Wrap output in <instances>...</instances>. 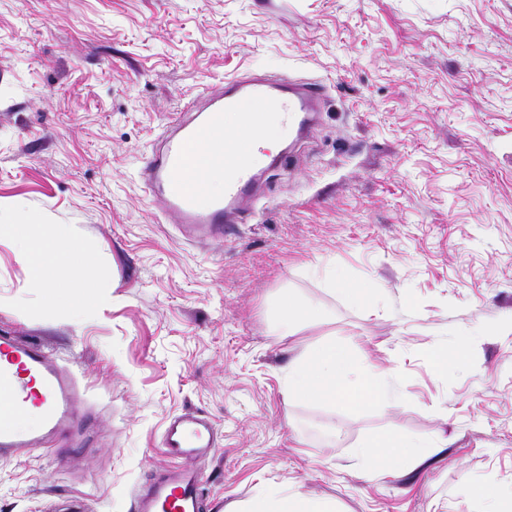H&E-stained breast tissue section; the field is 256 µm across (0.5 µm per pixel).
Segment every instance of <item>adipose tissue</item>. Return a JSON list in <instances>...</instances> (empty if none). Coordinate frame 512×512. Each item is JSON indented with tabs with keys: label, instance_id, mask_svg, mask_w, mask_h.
<instances>
[{
	"label": "adipose tissue",
	"instance_id": "1",
	"mask_svg": "<svg viewBox=\"0 0 512 512\" xmlns=\"http://www.w3.org/2000/svg\"><path fill=\"white\" fill-rule=\"evenodd\" d=\"M20 202H0V244L13 247L15 256L27 266L32 283L49 295H66L73 310L92 316L112 303L110 282L94 277L92 263L72 241L66 225L44 228L26 221ZM275 332L288 338L310 324L327 323L319 305L288 298L279 302L273 317ZM389 371L360 360L323 338L297 356L284 383L286 399L319 403L343 402L352 407L377 404L398 405L387 384ZM434 441L408 435H384L362 443L355 450L364 476L391 475L393 462L405 458L417 464L427 459ZM243 512H335L333 503L308 497L300 487L276 484L260 486Z\"/></svg>",
	"mask_w": 512,
	"mask_h": 512
}]
</instances>
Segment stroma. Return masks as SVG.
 I'll return each instance as SVG.
<instances>
[{
  "instance_id": "35a3bbf8",
  "label": "stroma",
  "mask_w": 512,
  "mask_h": 512,
  "mask_svg": "<svg viewBox=\"0 0 512 512\" xmlns=\"http://www.w3.org/2000/svg\"><path fill=\"white\" fill-rule=\"evenodd\" d=\"M254 72L319 83L320 120L278 151L234 232L188 240L141 161L190 99ZM14 199L30 223L68 225L113 290L76 316L0 244V331L68 358L91 412L86 447L0 461V512L66 496L131 512L188 409L222 435L196 462L219 512L263 483L336 512H485L484 490H512V0H0V200ZM349 285L381 289L378 306ZM288 295L328 323L275 335ZM331 333L393 369L398 407L285 403L296 346ZM388 434L448 446L359 479L354 448Z\"/></svg>"
}]
</instances>
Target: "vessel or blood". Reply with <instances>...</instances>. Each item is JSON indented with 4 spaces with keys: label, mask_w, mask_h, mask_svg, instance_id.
I'll return each instance as SVG.
<instances>
[{
    "label": "vessel or blood",
    "mask_w": 512,
    "mask_h": 512,
    "mask_svg": "<svg viewBox=\"0 0 512 512\" xmlns=\"http://www.w3.org/2000/svg\"><path fill=\"white\" fill-rule=\"evenodd\" d=\"M323 91L313 81L279 75L237 77L206 90L196 111L182 112L147 154L141 177L149 195L159 198L173 223L190 237L223 236L239 223L256 198L264 157L255 134L269 115L278 116L289 133L308 131ZM252 111L241 112L242 103ZM240 112L235 130L224 115ZM223 170L224 194L209 193L212 171ZM87 390L59 355L42 344L0 333V459L46 447L74 435ZM162 444L180 458L163 468L134 499V512H203L201 481L188 459L218 446L211 419L197 412L172 418Z\"/></svg>",
    "instance_id": "obj_1"
}]
</instances>
